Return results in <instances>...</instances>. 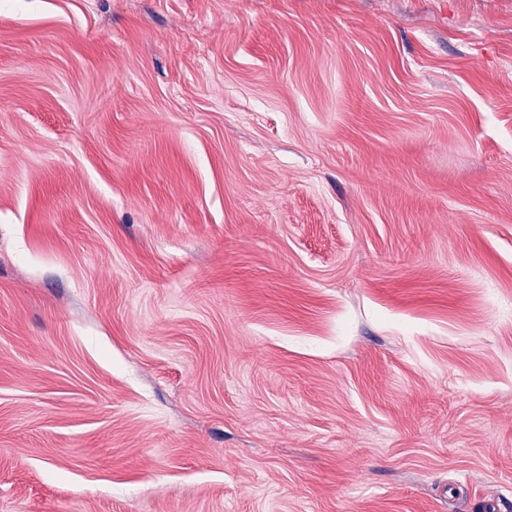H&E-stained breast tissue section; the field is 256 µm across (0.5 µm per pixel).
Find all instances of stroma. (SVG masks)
I'll list each match as a JSON object with an SVG mask.
<instances>
[{"label":"stroma","mask_w":512,"mask_h":512,"mask_svg":"<svg viewBox=\"0 0 512 512\" xmlns=\"http://www.w3.org/2000/svg\"><path fill=\"white\" fill-rule=\"evenodd\" d=\"M512 512V0H0V512Z\"/></svg>","instance_id":"35a3bbf8"}]
</instances>
